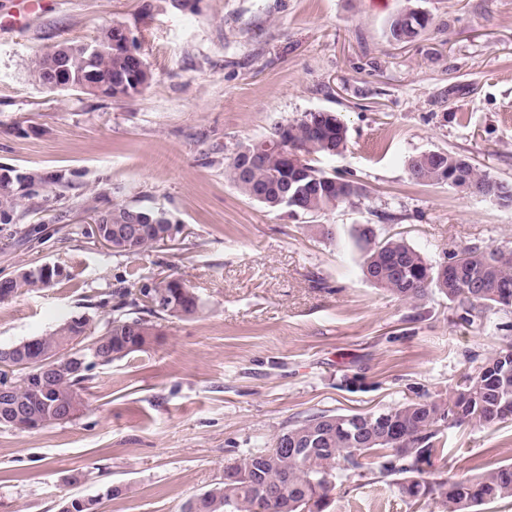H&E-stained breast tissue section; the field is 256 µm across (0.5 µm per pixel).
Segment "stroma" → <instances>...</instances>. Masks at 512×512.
<instances>
[{
  "instance_id": "obj_1",
  "label": "stroma",
  "mask_w": 512,
  "mask_h": 512,
  "mask_svg": "<svg viewBox=\"0 0 512 512\" xmlns=\"http://www.w3.org/2000/svg\"><path fill=\"white\" fill-rule=\"evenodd\" d=\"M407 3L433 25L390 41ZM112 26L149 66L141 93L39 83L42 55ZM316 111L348 127L346 151L318 165L362 185L359 201L297 217L225 180L237 142ZM437 150L512 184V0H0V174L25 179L0 223V277L64 269L0 302V347L74 315L105 319L117 290L158 274L203 303L161 321L159 344L91 370L73 419L0 428V512H58L108 486L99 512H181L298 418L451 395L499 348L500 316L471 326L441 295L416 307L375 287L356 239L373 224L435 264L472 245L512 250V206L410 180L406 160ZM116 203L165 212L175 241L113 256L94 224ZM441 440L435 478L512 463V423ZM331 498L328 512H411L369 478Z\"/></svg>"
}]
</instances>
